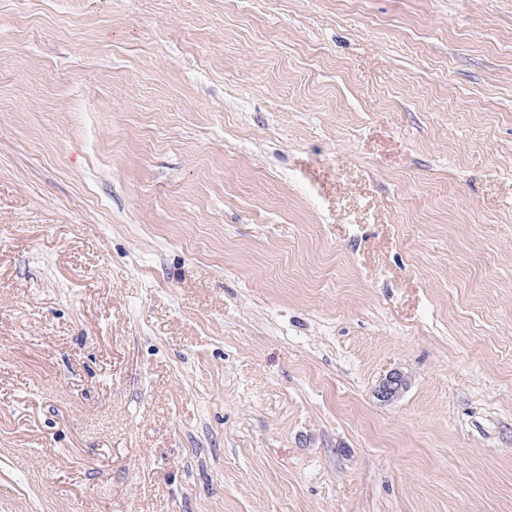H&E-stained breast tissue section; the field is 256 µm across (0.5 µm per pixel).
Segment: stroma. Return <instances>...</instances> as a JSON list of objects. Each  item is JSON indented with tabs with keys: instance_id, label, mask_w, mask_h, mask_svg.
<instances>
[{
	"instance_id": "stroma-1",
	"label": "stroma",
	"mask_w": 512,
	"mask_h": 512,
	"mask_svg": "<svg viewBox=\"0 0 512 512\" xmlns=\"http://www.w3.org/2000/svg\"><path fill=\"white\" fill-rule=\"evenodd\" d=\"M0 512H512V0H0ZM409 378L401 371L389 373L379 384L376 395L383 402L397 399L408 388Z\"/></svg>"
}]
</instances>
